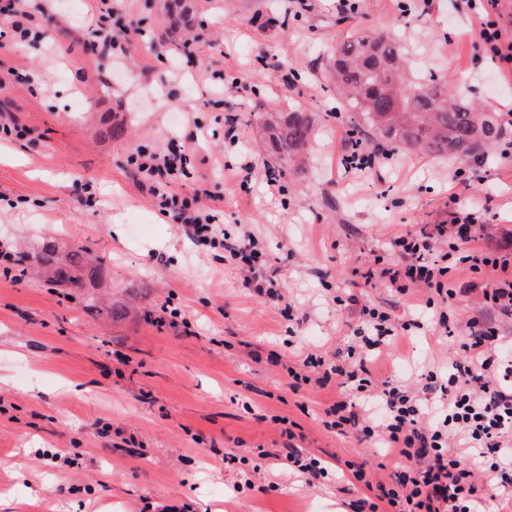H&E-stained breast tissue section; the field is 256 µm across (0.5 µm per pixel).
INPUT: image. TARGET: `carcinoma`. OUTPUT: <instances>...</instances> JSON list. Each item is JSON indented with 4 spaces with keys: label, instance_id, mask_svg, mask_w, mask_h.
Here are the masks:
<instances>
[{
    "label": "carcinoma",
    "instance_id": "1",
    "mask_svg": "<svg viewBox=\"0 0 512 512\" xmlns=\"http://www.w3.org/2000/svg\"><path fill=\"white\" fill-rule=\"evenodd\" d=\"M165 10L170 35L194 27L189 0H168ZM328 67L344 106L388 143L466 161L484 158L503 135L497 116L454 96L435 75L409 79L402 48L387 35L355 33L333 50ZM312 134L310 114L300 108L281 112L266 123L267 154L294 163L304 157ZM16 261L25 269L37 265L38 273L57 287L101 278L99 258L80 242L68 248L46 243L33 253L18 252Z\"/></svg>",
    "mask_w": 512,
    "mask_h": 512
}]
</instances>
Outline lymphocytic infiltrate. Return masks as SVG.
Returning <instances> with one entry per match:
<instances>
[{
	"instance_id": "lymphocytic-infiltrate-1",
	"label": "lymphocytic infiltrate",
	"mask_w": 512,
	"mask_h": 512,
	"mask_svg": "<svg viewBox=\"0 0 512 512\" xmlns=\"http://www.w3.org/2000/svg\"><path fill=\"white\" fill-rule=\"evenodd\" d=\"M476 19L474 42L501 70L512 69V37L491 13L498 0H465ZM193 148L180 142L166 154L139 153L131 157L143 182L148 183L160 213L202 243L222 246L243 264L244 282L258 295L278 297L273 276L249 232L235 238L222 235L224 209L219 197H212L202 211L173 209L167 193L170 179L189 176L194 163ZM476 217L458 210L436 233L394 238L402 271L412 284L436 294L442 301L456 295L452 288L453 269L471 273L491 268L494 279L486 283L482 295L497 315L512 319V262L494 257L490 248H477L468 232ZM447 237L450 254L435 255V236ZM363 326L347 348L346 358L329 360L307 353L299 366L290 368L293 388H341L346 396L328 408L330 428L353 431L360 440L382 439L397 466L389 482L372 483L365 462L347 461L351 478L365 491L349 502L350 512H487L491 500L487 485H495L496 498L512 503V361L501 360L496 352L499 330L483 320L471 319L465 326L461 354L448 366L446 378L429 373L416 386L389 377L378 380L371 369L373 360L395 345L411 322L393 321L374 307H361ZM383 417L382 427L369 422L370 410ZM477 449L489 459V467H477L453 453L450 445ZM275 457L301 473L306 485L324 478L326 469L310 451L285 443L275 454L260 452V459Z\"/></svg>"
}]
</instances>
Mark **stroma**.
I'll use <instances>...</instances> for the list:
<instances>
[{"label":"stroma","mask_w":512,"mask_h":512,"mask_svg":"<svg viewBox=\"0 0 512 512\" xmlns=\"http://www.w3.org/2000/svg\"><path fill=\"white\" fill-rule=\"evenodd\" d=\"M165 2L114 0L101 20L92 0H21L53 36L0 49V74L32 77L0 89V114L28 130L0 137V243L33 252L49 238L83 241L102 259L108 303L123 311L110 318L88 308L96 290L87 282L53 288L0 272V495H15L0 498V512H143L165 501L186 512H346L357 496L346 461L363 456L383 479L386 451L325 429L333 393L292 390L287 367L308 350L344 351L364 305L431 322L427 293L412 284L398 291L386 277L400 262L389 242L449 223L448 195L461 178L469 182L461 206L481 215L473 237L503 241L512 232V154L496 148L484 163H463L400 147L380 167L345 169L355 140L383 142L337 100L328 57L357 30L387 34L410 74L442 76L500 115L505 144L512 76L473 49L464 0H355L348 12L336 0H307L302 10L294 0H195L200 40L190 63L182 41L166 35ZM131 19L143 31L129 34L121 60L92 52L91 25L110 32ZM293 108L314 122L301 170L255 143L265 113ZM116 112L126 119L120 139L109 134ZM174 138L193 139L196 167L170 194L192 208L223 196L225 232L263 242L292 319L218 252L195 246L138 183L129 157ZM247 161L251 180L232 179L229 167ZM454 280V335L406 333L383 355L384 374L407 383L446 374L466 321L486 310L481 292L466 288L467 271ZM166 305L186 325L157 326ZM113 350L128 364L111 359ZM276 415L295 422L303 447L327 467L318 487L274 459L254 473L259 449L283 441ZM105 425L135 434L146 455L102 452ZM43 451L54 460L40 459ZM266 481L272 490L259 492Z\"/></svg>","instance_id":"stroma-1"}]
</instances>
